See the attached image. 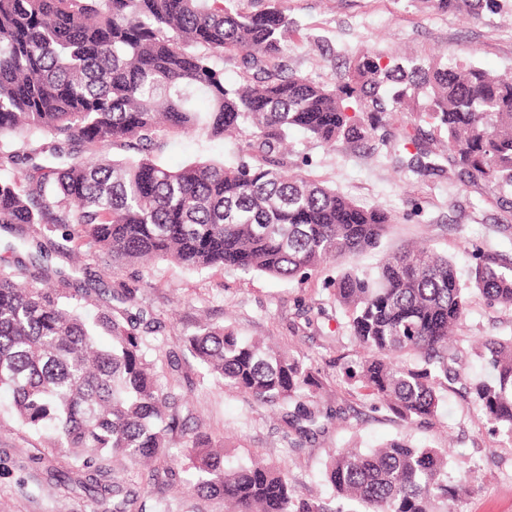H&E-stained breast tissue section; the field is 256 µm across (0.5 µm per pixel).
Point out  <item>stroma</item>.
<instances>
[{"label": "stroma", "instance_id": "obj_1", "mask_svg": "<svg viewBox=\"0 0 512 512\" xmlns=\"http://www.w3.org/2000/svg\"><path fill=\"white\" fill-rule=\"evenodd\" d=\"M498 3L475 23L463 2L441 11L423 6L421 0H286L289 13L304 27L302 37L288 46V67L336 83L344 77L348 58L367 48L387 59L412 52L512 74V0ZM237 155L231 139L169 133L155 157L176 169L194 161H233ZM288 165L395 217L380 248L357 256L358 264L378 262L411 242L429 244L451 257L463 277L475 264L476 250L512 258V227L503 225L493 185L473 187L461 177L422 178L398 170L375 141L329 148L300 133L294 136ZM88 276L104 286H137L140 306L162 324L158 343L176 352L189 380L184 388L190 406L188 429L208 430L224 444L231 460L259 458L288 466L300 495L327 498L331 491L321 473L330 448H365L405 436L416 443L451 445L474 468L472 493L449 502L448 512H512V442L492 434L484 414L455 389L446 393L448 407L442 417L410 427L389 413L370 411L353 393L343 367L353 359L354 348L334 338V265L321 266L303 279L281 281L232 269L197 272L167 260L145 267L121 264L103 255L90 261ZM317 308L323 309V317L306 325L308 310ZM205 320L232 325L239 335L260 337L306 356L325 378L328 399L348 406L346 423L325 436L301 441L250 396L202 379L200 366L183 351L180 340ZM459 334L471 342L512 336V310L488 306L473 296ZM8 400L0 391V512H103L83 488L66 492L48 481L47 466L60 467L67 460L50 448L47 434L14 419ZM112 474L131 476L136 489L146 490L150 508L160 502L166 512H234L232 503L196 495L181 468L162 485L153 484L144 469L129 472L116 464Z\"/></svg>", "mask_w": 512, "mask_h": 512}]
</instances>
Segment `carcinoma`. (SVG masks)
Masks as SVG:
<instances>
[{"instance_id":"cac0c4a2","label":"carcinoma","mask_w":512,"mask_h":512,"mask_svg":"<svg viewBox=\"0 0 512 512\" xmlns=\"http://www.w3.org/2000/svg\"><path fill=\"white\" fill-rule=\"evenodd\" d=\"M299 34L283 0L257 11L245 0H0V170L13 171L0 177V228L30 245L23 257L9 244L0 258V389L21 425L53 429L51 447L71 457L48 477L96 493L105 512L143 507L141 493L100 464L163 462L154 477L169 478L173 437L187 426L185 378L173 352L139 335L161 325L137 305V289L111 295L121 309L106 304L89 318L75 308L91 287L79 278L83 262L100 252L280 280L336 263L334 303L356 347L346 380L369 409L407 425L430 420L457 384L512 442V336L471 347L480 374L453 367L471 294L512 310V260L479 254L466 284L427 245L362 267L354 257L381 246L393 217L288 171L296 130L327 147L377 137L401 170L495 184L511 217L512 76L418 56L385 64L364 49L345 81H318L283 60ZM218 59L238 69L237 84H224ZM169 131L231 136L239 159L169 169L153 158ZM115 147L137 155L116 159ZM60 239L75 258L69 273L52 265ZM31 267L37 277L27 280ZM181 344L205 376L278 412L301 439L346 419L298 355L211 322ZM453 455L406 437L334 448L323 469L333 496L321 499L300 496L285 466L227 465L206 431L181 449L192 490L236 512H342L337 499L347 512H448L473 482Z\"/></svg>"}]
</instances>
